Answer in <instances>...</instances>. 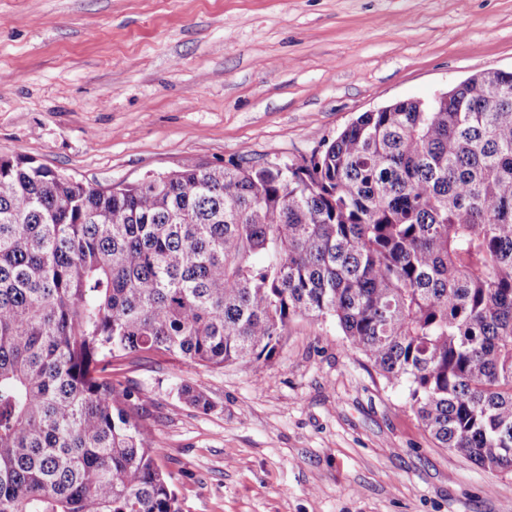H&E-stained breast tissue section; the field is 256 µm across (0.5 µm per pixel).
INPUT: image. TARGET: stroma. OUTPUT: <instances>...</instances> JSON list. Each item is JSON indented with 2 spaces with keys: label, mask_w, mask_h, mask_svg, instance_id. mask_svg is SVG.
I'll return each mask as SVG.
<instances>
[{
  "label": "stroma",
  "mask_w": 512,
  "mask_h": 512,
  "mask_svg": "<svg viewBox=\"0 0 512 512\" xmlns=\"http://www.w3.org/2000/svg\"><path fill=\"white\" fill-rule=\"evenodd\" d=\"M487 70L512 71V0H0V155L93 186L288 162ZM112 376L142 391L180 512H512V474L438 447L335 321L296 320L257 368Z\"/></svg>",
  "instance_id": "obj_1"
}]
</instances>
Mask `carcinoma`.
Segmentation results:
<instances>
[{
	"mask_svg": "<svg viewBox=\"0 0 512 512\" xmlns=\"http://www.w3.org/2000/svg\"><path fill=\"white\" fill-rule=\"evenodd\" d=\"M305 317L438 447L512 472V71L363 112L304 165L96 188L0 156V512H179L112 361L258 367Z\"/></svg>",
	"mask_w": 512,
	"mask_h": 512,
	"instance_id": "cac0c4a2",
	"label": "carcinoma"
}]
</instances>
